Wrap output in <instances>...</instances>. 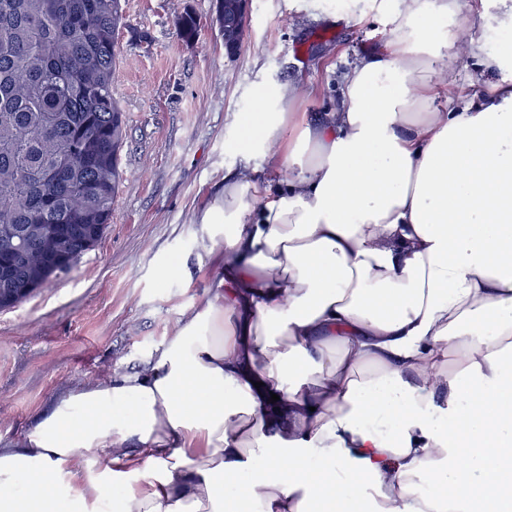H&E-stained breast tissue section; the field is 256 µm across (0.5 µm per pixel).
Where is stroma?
Masks as SVG:
<instances>
[{
    "label": "stroma",
    "instance_id": "1",
    "mask_svg": "<svg viewBox=\"0 0 512 512\" xmlns=\"http://www.w3.org/2000/svg\"><path fill=\"white\" fill-rule=\"evenodd\" d=\"M193 11L201 32L175 20ZM112 88L127 140L124 181L99 245L15 308L0 311V448L12 446L73 387L145 370L205 296L223 255L199 259V213L242 166L277 178L239 149L257 91L312 87L300 112H327L361 53L390 37L383 0H251L236 56L224 49L217 0H127ZM186 259L187 276L161 271Z\"/></svg>",
    "mask_w": 512,
    "mask_h": 512
}]
</instances>
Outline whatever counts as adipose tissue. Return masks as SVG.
I'll use <instances>...</instances> for the list:
<instances>
[{
    "label": "adipose tissue",
    "mask_w": 512,
    "mask_h": 512,
    "mask_svg": "<svg viewBox=\"0 0 512 512\" xmlns=\"http://www.w3.org/2000/svg\"><path fill=\"white\" fill-rule=\"evenodd\" d=\"M329 112L260 92L199 215L224 268L151 366L73 388L0 448V512H512V83L466 0H397ZM444 106H437V99ZM441 377L428 383L430 373ZM449 494L425 496L423 475ZM445 52L448 55V62L455 66L457 84L462 93L469 97L484 95L486 85L483 82L472 83L470 80V73L475 72L474 62L464 57L456 44L448 45Z\"/></svg>",
    "instance_id": "obj_1"
}]
</instances>
